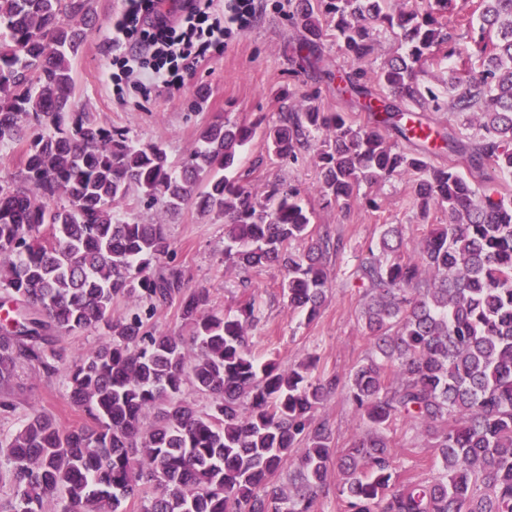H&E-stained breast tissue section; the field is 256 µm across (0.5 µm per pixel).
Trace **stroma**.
<instances>
[{"instance_id":"1","label":"stroma","mask_w":512,"mask_h":512,"mask_svg":"<svg viewBox=\"0 0 512 512\" xmlns=\"http://www.w3.org/2000/svg\"><path fill=\"white\" fill-rule=\"evenodd\" d=\"M91 2L96 22L73 63L74 102L96 113L101 122L127 131L134 142L162 144L171 159L193 150L201 126L217 115L238 124L260 118L273 124L288 108L315 107L346 113L358 123L365 118L337 93L335 83L304 70L294 51L302 32L288 23L291 0H266L247 31L226 45L211 47L206 59L187 72L183 88L162 92L139 87L130 78H115L109 34L122 0ZM241 168L256 196H263L268 184L279 180L298 187L314 210V227L345 244L344 253L326 262L329 291L314 322L289 311L277 267L246 273L225 264L223 216L201 214L192 204L163 215L134 197L128 198L124 208L142 222L163 220L176 264L184 269L190 287L209 290L215 309L236 308L252 295L259 298L261 321L251 333L256 356L278 359L286 367L314 356L319 373L348 374L372 353L361 320L364 290L354 276L360 258L377 245L388 224L401 225L407 249H414L427 225L447 223V211L433 208L421 213L413 202L415 182L410 175L360 184L347 204L326 203L314 191L319 169L313 148L298 161H281L269 155L257 137L247 146ZM34 408L64 428L89 421L72 404L65 373L46 378L23 368L10 389L0 390V436L12 433ZM322 415L332 428L335 448L348 447L366 432L344 393L333 395ZM390 438L402 470L420 464L433 468L435 453L424 429L400 427Z\"/></svg>"}]
</instances>
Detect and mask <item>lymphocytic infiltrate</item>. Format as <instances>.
Returning a JSON list of instances; mask_svg holds the SVG:
<instances>
[{"instance_id":"lymphocytic-infiltrate-1","label":"lymphocytic infiltrate","mask_w":512,"mask_h":512,"mask_svg":"<svg viewBox=\"0 0 512 512\" xmlns=\"http://www.w3.org/2000/svg\"><path fill=\"white\" fill-rule=\"evenodd\" d=\"M124 0L112 25V47L123 73L158 88L177 90L191 65L232 34L250 28L261 0Z\"/></svg>"}]
</instances>
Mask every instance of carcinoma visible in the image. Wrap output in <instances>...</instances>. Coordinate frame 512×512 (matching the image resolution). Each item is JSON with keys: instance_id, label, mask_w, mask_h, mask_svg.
<instances>
[{"instance_id": "carcinoma-1", "label": "carcinoma", "mask_w": 512, "mask_h": 512, "mask_svg": "<svg viewBox=\"0 0 512 512\" xmlns=\"http://www.w3.org/2000/svg\"><path fill=\"white\" fill-rule=\"evenodd\" d=\"M451 7L300 0L289 21L313 38L309 67L372 118L357 125L308 108L245 126L219 116L173 163L162 145L75 111L72 60L94 21L90 0H0V148L20 146L26 158L23 179L0 184V291L11 313L0 327V389L23 366L48 377L65 367L72 403L92 420L62 429L33 409L1 438L9 467L0 484L12 499L0 512H118L134 497L144 512H318L333 468L342 512H512V194L481 185L487 167L512 174V0H477L456 15L466 48L444 31ZM323 15L336 19V45L356 65L379 27L398 30L406 52L373 76L336 73L319 42ZM436 49L460 60L448 110L474 116L469 133L434 129L403 106L440 107L417 81ZM387 131L421 146L404 152ZM313 132L323 135L317 193L340 203L362 182L407 174L422 212L448 210L416 256L404 255L389 224L380 246L390 258L357 265L372 355L344 378L314 375L313 359L287 369L259 360L249 336L256 298L232 314L210 307L208 292L172 264L166 225L119 209L134 193L162 212L192 202L224 215V259L246 271L279 266L288 309L311 322L342 239L313 235L298 189L274 184L259 200L230 172L258 135L268 153L293 161ZM440 143L450 159L437 168L427 157ZM305 239L306 251L291 250ZM173 304L185 335L149 323ZM101 324L108 340L94 351L72 358L60 344ZM187 384L210 398L207 409L185 396ZM338 389L367 431L336 457L318 412ZM398 424L431 437V476L400 473L389 437ZM286 464L285 486L274 476Z\"/></svg>"}]
</instances>
